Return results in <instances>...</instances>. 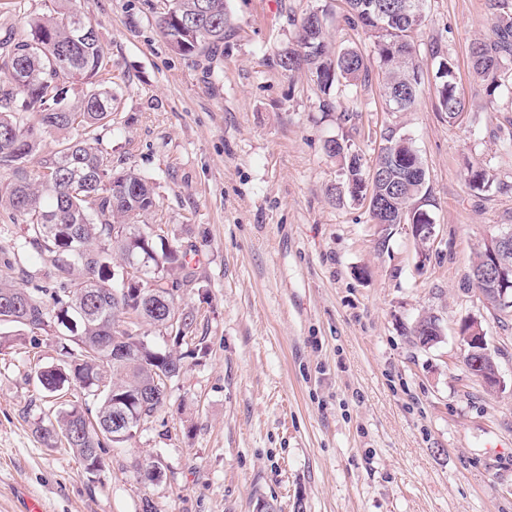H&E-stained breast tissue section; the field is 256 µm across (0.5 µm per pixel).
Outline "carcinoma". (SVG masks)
Returning a JSON list of instances; mask_svg holds the SVG:
<instances>
[{
  "label": "carcinoma",
  "mask_w": 512,
  "mask_h": 512,
  "mask_svg": "<svg viewBox=\"0 0 512 512\" xmlns=\"http://www.w3.org/2000/svg\"><path fill=\"white\" fill-rule=\"evenodd\" d=\"M51 15L29 21V34L0 38V212L25 225L19 249L32 251L36 263L50 268L36 277L8 257L0 259V307L19 303L18 319L5 322L32 337L57 328L62 363L40 368L37 379L48 396L80 389L88 401L61 408L55 421L39 422L43 439L67 445L84 469L102 472L103 454L112 447L107 423L117 410L147 423L162 406L168 379L181 371L180 359L153 348L141 333L144 324L185 339L193 332L192 312H178L179 292L196 284L188 252L152 233L145 219L154 213L153 183L131 169L114 171L101 147L98 129L112 127V87L97 83L110 59L77 0H58ZM400 0H346V21L374 38L383 75L381 86L390 111L411 109L424 76L425 62L415 38L425 17L410 23L397 14ZM496 22L493 36L471 48L474 82L492 96L505 85L512 64V0H490ZM317 11L300 21L295 42L277 56L290 74L303 72L323 93L344 96L365 81L367 67L353 47L332 49ZM225 0H168L157 20L170 49L181 56L212 57L228 26ZM438 82L439 111L458 123L468 103L459 87L454 62L430 54ZM85 86L65 103L62 86ZM55 135L59 148L31 159L45 136ZM344 160L346 178L365 186L371 196L372 223L390 221L377 202L391 196L390 175L377 155L373 173L362 155L340 143L327 151ZM473 191H487L493 179L482 168L468 170ZM425 180L415 174L401 182L402 204L420 202ZM137 280H116L124 267Z\"/></svg>",
  "instance_id": "obj_1"
}]
</instances>
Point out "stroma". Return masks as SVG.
Returning a JSON list of instances; mask_svg holds the SVG:
<instances>
[{
  "instance_id": "obj_1",
  "label": "stroma",
  "mask_w": 512,
  "mask_h": 512,
  "mask_svg": "<svg viewBox=\"0 0 512 512\" xmlns=\"http://www.w3.org/2000/svg\"><path fill=\"white\" fill-rule=\"evenodd\" d=\"M112 60L103 84L120 104L103 136L114 170L155 185L153 223L190 251L199 282L179 308L191 339L150 330L180 357L162 408L131 443L86 473L37 423L58 406L36 372L60 362L55 330L0 344V512L38 496L45 512H512V313L470 280L487 234L512 225V90L486 97L469 46L490 36L489 0H426L417 36L451 58L475 106L439 112L432 73L416 105L388 111L373 39L346 25L344 0H226L232 30L215 57H183L157 28L166 0H78ZM55 0H0V33L23 35ZM333 43L359 47L368 80L326 102L276 64L310 10ZM419 152L435 222L427 252L398 226L372 223L347 190L335 138L374 160L388 130ZM495 186L471 191L468 166ZM438 316L441 342L410 334ZM477 318L505 385L463 363L458 329ZM164 475L147 482L142 464Z\"/></svg>"
}]
</instances>
